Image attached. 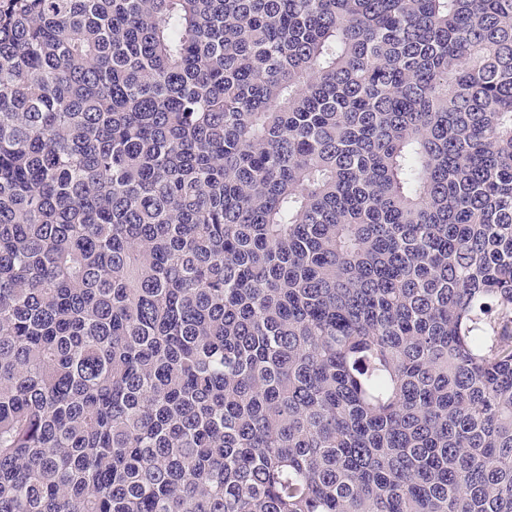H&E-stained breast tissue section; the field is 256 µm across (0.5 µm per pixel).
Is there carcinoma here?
Wrapping results in <instances>:
<instances>
[{
    "mask_svg": "<svg viewBox=\"0 0 512 512\" xmlns=\"http://www.w3.org/2000/svg\"><path fill=\"white\" fill-rule=\"evenodd\" d=\"M0 512H512V0H0Z\"/></svg>",
    "mask_w": 512,
    "mask_h": 512,
    "instance_id": "cac0c4a2",
    "label": "carcinoma"
}]
</instances>
